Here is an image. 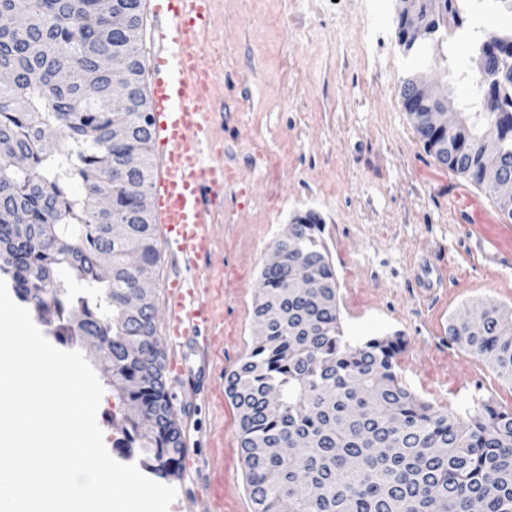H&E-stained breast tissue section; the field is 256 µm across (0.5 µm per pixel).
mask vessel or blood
I'll return each mask as SVG.
<instances>
[{
	"label": "vessel or blood",
	"instance_id": "1",
	"mask_svg": "<svg viewBox=\"0 0 512 512\" xmlns=\"http://www.w3.org/2000/svg\"><path fill=\"white\" fill-rule=\"evenodd\" d=\"M208 3L148 0L155 209L175 267L164 284L165 330L174 343L169 370L191 396L198 394L211 359L198 344L210 326L209 307L190 273L214 251L209 226L224 188V164L211 145L214 114L201 95Z\"/></svg>",
	"mask_w": 512,
	"mask_h": 512
}]
</instances>
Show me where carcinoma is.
Masks as SVG:
<instances>
[{
	"instance_id": "1",
	"label": "carcinoma",
	"mask_w": 512,
	"mask_h": 512,
	"mask_svg": "<svg viewBox=\"0 0 512 512\" xmlns=\"http://www.w3.org/2000/svg\"><path fill=\"white\" fill-rule=\"evenodd\" d=\"M512 13V0H435L427 17L430 45L448 42L475 2ZM25 6L24 33L0 32V70L14 82L0 90V224L14 212L26 219L22 232L0 230V251L10 256L0 275L29 307L49 299L55 336L74 343L80 331L103 337L112 378L126 407L155 421L136 434L148 466L167 480L178 474L184 448L165 384V355L155 349L154 317L126 315L124 299L141 275H151L161 255L154 238L147 167H125L130 155L145 156L153 138L145 104L143 56L129 33L142 24V0H116L102 13L98 0H0V13ZM494 65L512 67V41L500 36L474 43ZM128 59L123 82L136 94L124 107L126 138L112 139V73L102 59ZM71 80L56 83L58 70ZM92 79L102 97H83ZM480 111L465 126L434 131L412 116L426 150L475 184L487 187L480 155L482 138L500 142L499 173L512 176V83L478 86ZM59 139L43 145L44 132ZM21 155L26 166L11 158ZM112 196V209L95 207ZM300 236L275 248L282 264L261 272L264 288L254 317L266 324L251 353L232 372L227 391L238 412L239 431L253 512H512V410L478 401L467 421L436 409L401 382L396 355L403 340L372 338L356 345L343 335L337 280L319 225L296 218ZM142 264H122L130 247ZM103 253L112 255V278L98 275ZM64 269L69 280H39ZM316 285L308 296L291 288L298 275ZM473 325L448 324L449 340L487 361L512 383V318L492 304L472 307Z\"/></svg>"
}]
</instances>
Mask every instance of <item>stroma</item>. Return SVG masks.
I'll use <instances>...</instances> for the list:
<instances>
[{
	"mask_svg": "<svg viewBox=\"0 0 512 512\" xmlns=\"http://www.w3.org/2000/svg\"><path fill=\"white\" fill-rule=\"evenodd\" d=\"M395 14V0H212L202 52L224 195L215 250L193 276L212 308L213 372L191 410L166 381L198 460L171 479L168 512H253L226 379L254 344L274 243L308 213L323 226L349 340L400 335L403 384L460 418L478 398L512 410V384L447 332L473 303L512 309V223L425 149L399 95L409 59ZM426 66L467 111L472 49L449 39ZM125 414L105 389L96 420L109 455L147 472Z\"/></svg>",
	"mask_w": 512,
	"mask_h": 512,
	"instance_id": "1",
	"label": "stroma"
}]
</instances>
